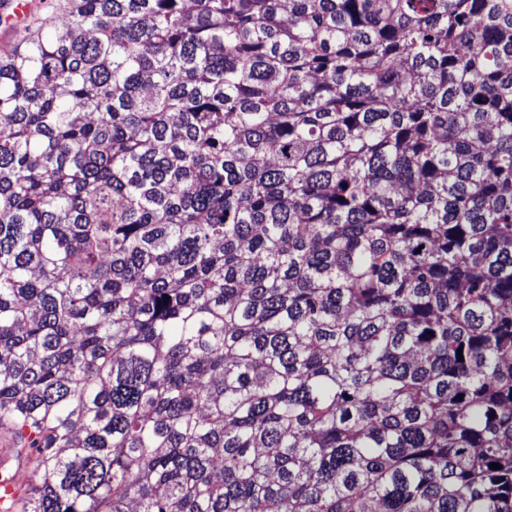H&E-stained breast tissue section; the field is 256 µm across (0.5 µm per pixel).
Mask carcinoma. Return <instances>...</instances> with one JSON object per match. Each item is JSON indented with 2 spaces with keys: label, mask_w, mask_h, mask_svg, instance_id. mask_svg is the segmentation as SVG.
I'll use <instances>...</instances> for the list:
<instances>
[{
  "label": "carcinoma",
  "mask_w": 512,
  "mask_h": 512,
  "mask_svg": "<svg viewBox=\"0 0 512 512\" xmlns=\"http://www.w3.org/2000/svg\"><path fill=\"white\" fill-rule=\"evenodd\" d=\"M66 4L0 53V512H512V0Z\"/></svg>",
  "instance_id": "cac0c4a2"
}]
</instances>
